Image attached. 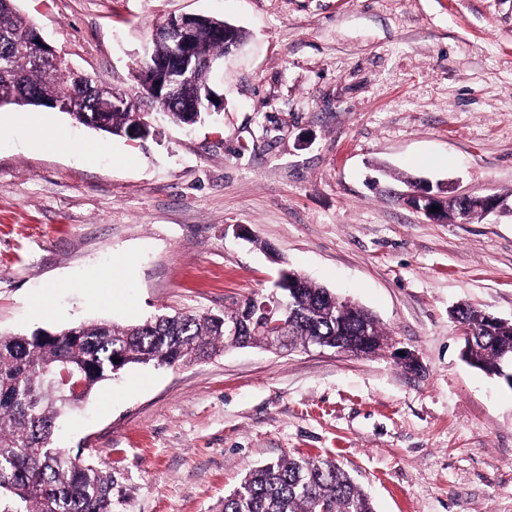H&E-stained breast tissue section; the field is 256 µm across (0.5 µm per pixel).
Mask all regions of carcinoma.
<instances>
[{
  "mask_svg": "<svg viewBox=\"0 0 512 512\" xmlns=\"http://www.w3.org/2000/svg\"><path fill=\"white\" fill-rule=\"evenodd\" d=\"M222 19L203 16L191 64H200L192 80L181 85L177 99L166 102L173 114L184 105L205 115L208 72L202 63L224 55ZM36 38L34 24L22 17L14 0H0V75L3 106L55 109L54 103L77 97L79 122L111 136L140 140L155 134L141 127L137 112H99L97 105L112 97V88L90 77L78 78L62 65L39 66L21 42ZM175 47L152 39L148 60L167 59ZM294 315L288 345L304 347L321 336L327 346L340 341L373 356L388 346L389 336L365 309L336 293L301 278L283 290ZM178 313L120 326L106 321L82 323L59 332L42 330L31 336L0 337V512H112V477L92 459H77L53 446L60 412L79 404L92 387L130 364L189 365L212 357L238 339L224 333V320L238 315ZM458 320L471 331L464 343L469 364L512 389L503 375L512 372V322L493 324L481 311L468 307ZM120 362H113V358ZM81 380L79 395L70 400L56 381L63 369ZM224 512H374L370 497L330 459L283 456L249 470L239 486L224 497Z\"/></svg>",
  "mask_w": 512,
  "mask_h": 512,
  "instance_id": "1",
  "label": "carcinoma"
}]
</instances>
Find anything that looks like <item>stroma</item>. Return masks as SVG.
Instances as JSON below:
<instances>
[{"instance_id":"stroma-1","label":"stroma","mask_w":512,"mask_h":512,"mask_svg":"<svg viewBox=\"0 0 512 512\" xmlns=\"http://www.w3.org/2000/svg\"><path fill=\"white\" fill-rule=\"evenodd\" d=\"M69 64L137 94L157 23L244 30L224 107L129 141L0 109V336L223 314L292 269L376 316L417 369L301 348L137 365L53 443L111 474L112 512H223L255 466L330 457L375 512H512V389L451 312L512 321V216L429 222L410 184L512 203V0H16ZM105 149H47L58 129ZM117 296L93 281L118 258ZM47 302L38 315L35 300Z\"/></svg>"}]
</instances>
